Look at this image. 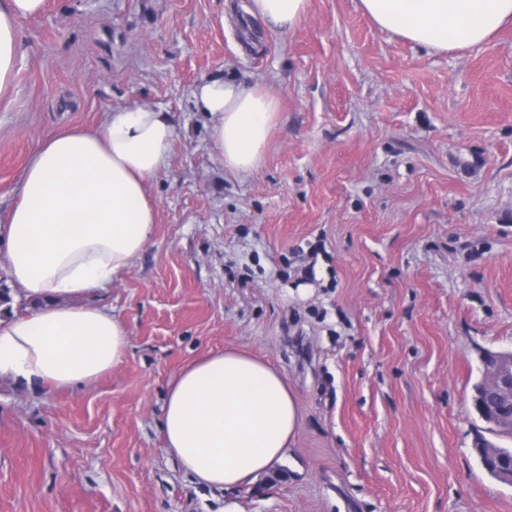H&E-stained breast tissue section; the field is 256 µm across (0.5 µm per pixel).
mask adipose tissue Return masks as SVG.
<instances>
[{"mask_svg":"<svg viewBox=\"0 0 512 512\" xmlns=\"http://www.w3.org/2000/svg\"><path fill=\"white\" fill-rule=\"evenodd\" d=\"M309 0H249L247 12L290 30ZM45 0H0V93L14 79L18 22ZM382 31L429 53L483 45L512 26V0H358ZM195 105L211 121L218 162L237 175L258 170L280 110L258 85L207 77ZM175 135L168 113L138 105L112 110L100 128L73 127L40 141L18 197L0 220V258L13 281L40 301L0 320V377L21 386L75 389L124 360L129 331L87 294L111 285L147 248L156 204L147 185ZM299 426L284 375L234 349L193 361L170 380L165 448L200 485L223 492L216 512H241L231 490L281 463Z\"/></svg>","mask_w":512,"mask_h":512,"instance_id":"ef3b65f1","label":"adipose tissue"}]
</instances>
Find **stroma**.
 Listing matches in <instances>:
<instances>
[{
  "label": "stroma",
  "instance_id": "1",
  "mask_svg": "<svg viewBox=\"0 0 512 512\" xmlns=\"http://www.w3.org/2000/svg\"><path fill=\"white\" fill-rule=\"evenodd\" d=\"M245 0H46L0 98V210L40 140L129 105L176 137L147 249L92 302L129 328L75 390L0 378V512H213L167 453L172 376L235 348L288 379L300 423L242 512H512L478 464L482 350L512 348V28L430 54L357 0L292 30ZM281 109L262 166L217 161L203 77Z\"/></svg>",
  "mask_w": 512,
  "mask_h": 512
}]
</instances>
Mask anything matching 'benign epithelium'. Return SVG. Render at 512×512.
<instances>
[{
    "instance_id": "1",
    "label": "benign epithelium",
    "mask_w": 512,
    "mask_h": 512,
    "mask_svg": "<svg viewBox=\"0 0 512 512\" xmlns=\"http://www.w3.org/2000/svg\"><path fill=\"white\" fill-rule=\"evenodd\" d=\"M480 377L473 387L474 405L490 425V432L512 436V350L486 352L480 357ZM485 469L495 478L512 484V456L489 451L480 453Z\"/></svg>"
}]
</instances>
